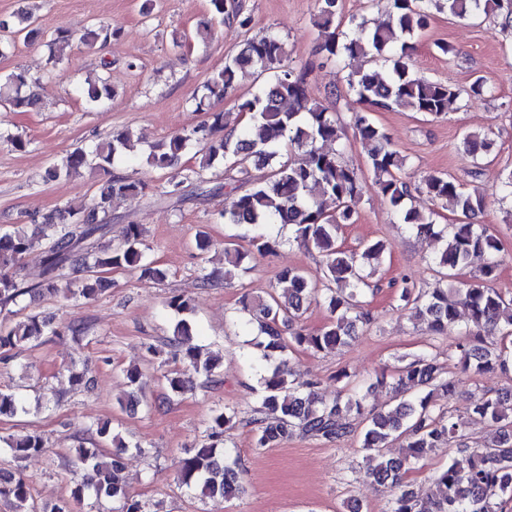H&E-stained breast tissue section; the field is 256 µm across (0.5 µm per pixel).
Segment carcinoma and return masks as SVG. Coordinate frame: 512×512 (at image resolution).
<instances>
[{"label":"carcinoma","instance_id":"obj_1","mask_svg":"<svg viewBox=\"0 0 512 512\" xmlns=\"http://www.w3.org/2000/svg\"><path fill=\"white\" fill-rule=\"evenodd\" d=\"M211 10L220 22L234 20L245 27L237 0H210ZM448 12L460 20H477L495 13L502 28L512 27V0H392L387 20L371 24L362 19L352 30L336 26L337 0H318L313 23L319 28L318 53L327 62L345 63L363 57L372 63L367 69L348 72L346 84L355 123L367 146L368 166L375 185L390 204L403 214L404 223L418 234L434 238L439 244L432 264L442 277L435 287L416 291L404 284L398 299L415 306L424 317L428 332L437 337L448 332L458 321L459 307L468 311L463 340L457 344L462 371L484 373L512 369V299H506L492 287L500 266L497 237L490 230L472 222L486 207L485 198L468 190L455 179L438 174H423L411 182L405 173V159L392 148L387 134L376 127L367 112L404 106L433 118L442 117L462 107L464 97L480 98L492 93L481 79L463 92L450 85L414 75L410 56L433 12ZM114 32L108 24H98L85 32L81 42L89 49L112 41ZM73 41L69 33H59L47 44L52 59H59ZM287 50L276 34L244 41L241 49L225 57L224 67L203 85L196 101L201 112L206 101L224 98L237 90L248 77L271 72L267 82L240 99L237 110L248 117L236 138L224 137L226 113L211 112L207 121L189 134H176L149 146L146 162L152 167L169 169V196L179 191L184 181L202 177L215 160L224 161L228 182L222 189L235 195L232 208L224 212L226 224H235L248 232L250 250L242 251L234 242L224 244V281L232 279V270L246 259L264 256L276 240L261 227H288L293 241L313 245L323 257L322 276L312 282L296 269L283 270L268 298L244 297L238 322L255 325L260 338L252 342L264 362L259 377L260 407L252 415L231 408L213 410L205 439L187 450L180 462L178 482L201 497L234 499L244 492L242 474L232 453L218 447L224 429L236 424L251 427L256 448H272L299 434L328 442H341L356 435L365 452V474L390 496L388 512H504L512 502V392L474 396L468 409L472 423H503L499 436L483 448L470 453L461 450L434 478L436 491L423 498L411 489L406 475L426 460L437 448L453 442L463 443L462 423L444 416L434 407L437 394L451 397L456 383L447 377L436 357L424 353L405 362L396 370L392 390L397 404L379 412L366 410V394L344 385L336 398L328 402L317 392V382L290 378L288 352L304 347L312 352L338 349L348 345L359 328L370 324L371 314L362 298L370 289L371 272L367 267L386 250L383 241L369 242L361 249H345L338 243L342 227L357 218L355 203L363 189L361 170L349 165L343 149L325 151L320 144L340 140L339 120L323 104L310 99L305 90V72L284 64ZM94 106L111 97L107 81L82 91ZM0 100L13 109H32L37 96L30 90L24 72H13L0 84ZM194 144L201 145L198 168L183 173L181 160ZM461 144L474 167L484 164L491 147L490 139L480 133L463 134ZM130 148V136L124 132L97 143L90 151L76 149L64 160L51 166L49 180L70 177L89 168L107 175L90 201L68 205L65 213L46 216L40 227L0 231V308L17 304L33 290L52 297L92 299L106 290L102 273L111 269H137L140 276L155 283L167 279V270L147 258L141 249L143 228L127 225L118 243L102 245L108 225L98 223L112 202L134 192L148 189L146 183H134L112 174L114 167ZM424 192L431 199L445 203L461 220L459 224L437 227L433 210L422 211L412 205V192ZM333 204L332 210L325 202ZM42 250L41 280L34 287L26 285L23 261L34 248ZM478 269L473 282L455 284L458 271L473 263ZM320 301L331 314L329 323L317 332L308 331L300 320L309 305ZM165 306L184 315L167 340L172 357L180 366L169 370L167 391L179 396L194 386V376L202 375L207 384H220L215 375L217 358L198 345L189 343L193 323L185 318L192 312L189 299L170 296ZM501 332V345L482 346L483 333ZM59 331L50 317L27 315L19 321L0 323V352L22 350L35 345L45 335ZM68 382L89 388L92 378L87 367L66 369ZM126 379L131 387L119 404L129 407L139 402L147 381L137 369H129ZM28 413L26 397L12 389H0V417ZM88 434L110 440L114 450L75 449L71 463L82 472L70 490L78 502L96 506L104 501L119 503L117 512H149L147 503L132 496L123 480V455L129 450L143 455L149 450L132 445L112 434L110 425L99 423L85 428ZM402 440L405 453L389 457L384 448ZM5 451L15 459H26L46 452L43 437L28 433L3 439ZM0 499L11 502L15 512H30L29 480L15 470H0Z\"/></svg>","mask_w":512,"mask_h":512}]
</instances>
